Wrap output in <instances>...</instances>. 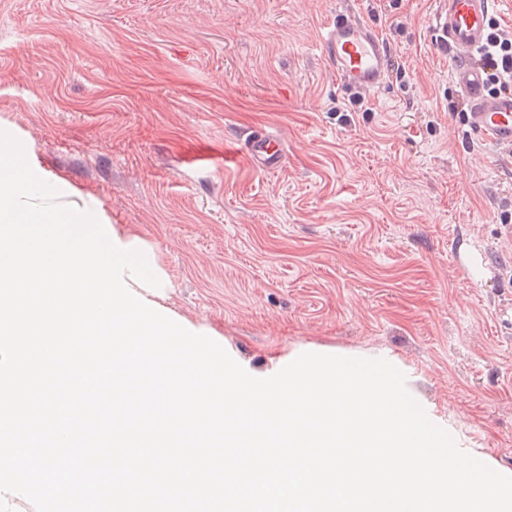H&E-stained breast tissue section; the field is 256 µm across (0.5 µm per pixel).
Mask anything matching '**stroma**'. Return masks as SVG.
Returning <instances> with one entry per match:
<instances>
[{"label": "stroma", "instance_id": "1", "mask_svg": "<svg viewBox=\"0 0 512 512\" xmlns=\"http://www.w3.org/2000/svg\"><path fill=\"white\" fill-rule=\"evenodd\" d=\"M438 0H0V131L58 201L130 225L166 306L263 365L300 346L395 358L512 470V150L474 135ZM386 39L343 88L337 11ZM283 165L253 168L250 132ZM328 67L345 88L374 93L387 82V43L365 19L336 13L322 38ZM281 141L277 135L254 134L246 142L244 154L251 163L259 168H278L284 160Z\"/></svg>", "mask_w": 512, "mask_h": 512}]
</instances>
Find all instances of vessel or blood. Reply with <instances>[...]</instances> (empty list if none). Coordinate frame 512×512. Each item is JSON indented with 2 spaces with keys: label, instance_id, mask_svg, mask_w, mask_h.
<instances>
[{
  "label": "vessel or blood",
  "instance_id": "obj_1",
  "mask_svg": "<svg viewBox=\"0 0 512 512\" xmlns=\"http://www.w3.org/2000/svg\"><path fill=\"white\" fill-rule=\"evenodd\" d=\"M495 0H439L432 21L436 43L452 54L450 79L468 105L472 131L496 146L512 147V88L490 92L480 59ZM328 67L345 88L374 93L387 82V43L365 19L337 12L322 38ZM244 154L255 166L280 167L284 150L278 136L258 133Z\"/></svg>",
  "mask_w": 512,
  "mask_h": 512
}]
</instances>
